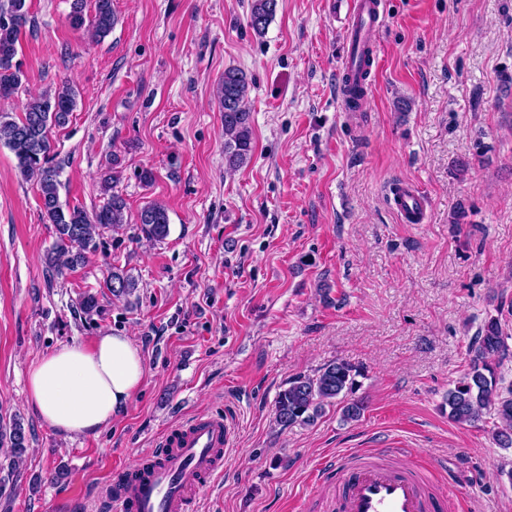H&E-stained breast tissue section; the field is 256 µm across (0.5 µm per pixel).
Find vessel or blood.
<instances>
[{"label": "vessel or blood", "mask_w": 512, "mask_h": 512, "mask_svg": "<svg viewBox=\"0 0 512 512\" xmlns=\"http://www.w3.org/2000/svg\"><path fill=\"white\" fill-rule=\"evenodd\" d=\"M345 7L343 33L349 52L344 76H371L376 57L382 0H339ZM402 220L420 224L425 206L419 191L400 184L393 198ZM233 431L220 416H197L167 433L154 454L116 470L113 512H189L193 493L224 471ZM340 492L331 512H445L446 497H432L408 470L362 463L336 473Z\"/></svg>", "instance_id": "1"}]
</instances>
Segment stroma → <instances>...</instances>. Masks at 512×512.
<instances>
[{
    "label": "stroma",
    "instance_id": "obj_1",
    "mask_svg": "<svg viewBox=\"0 0 512 512\" xmlns=\"http://www.w3.org/2000/svg\"><path fill=\"white\" fill-rule=\"evenodd\" d=\"M71 2L27 0L26 79L0 112L70 82L76 109L50 133L60 200L91 213L119 192L126 225L51 271L55 228L0 144V418L29 439L19 467L0 453V512H74L78 499L101 512L115 469L215 413L233 446L194 512H329L315 469L356 448L434 461L470 512H512L496 417L460 425L445 403L488 316L512 348V0H384L379 71L358 112L337 94L346 46L329 0H279L261 36L252 0H113L118 22L100 41L71 26ZM229 67L252 79L253 152L233 173L218 96ZM398 181L421 188L423 223L401 221ZM150 203L169 216L160 242L140 231ZM112 267L136 279L133 294L104 288ZM89 294L99 307L87 315ZM110 333L141 346V389L97 434L57 435L26 404L31 364ZM336 359L365 368L361 418L333 405L274 425L288 380Z\"/></svg>",
    "mask_w": 512,
    "mask_h": 512
}]
</instances>
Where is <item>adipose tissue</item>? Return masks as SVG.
Here are the masks:
<instances>
[{
    "label": "adipose tissue",
    "instance_id": "adipose-tissue-1",
    "mask_svg": "<svg viewBox=\"0 0 512 512\" xmlns=\"http://www.w3.org/2000/svg\"><path fill=\"white\" fill-rule=\"evenodd\" d=\"M147 375L141 349L128 336L108 334L92 345H61L28 370L27 405L58 435H91L130 405Z\"/></svg>",
    "mask_w": 512,
    "mask_h": 512
}]
</instances>
